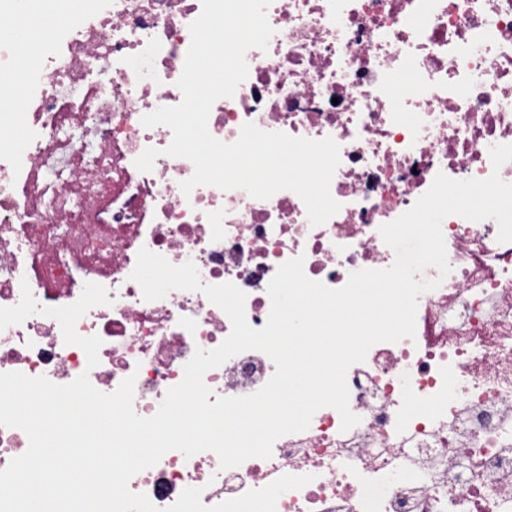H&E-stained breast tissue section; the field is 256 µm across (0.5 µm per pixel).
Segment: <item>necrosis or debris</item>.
Instances as JSON below:
<instances>
[{"mask_svg":"<svg viewBox=\"0 0 512 512\" xmlns=\"http://www.w3.org/2000/svg\"><path fill=\"white\" fill-rule=\"evenodd\" d=\"M201 0H68L54 39L31 50L0 42V132L21 139L0 153V307L28 281L39 306L75 302L84 283L109 305L77 323L98 336L99 363L65 344L54 318L35 314L0 331V373L66 384L88 374L100 391L135 376L134 409L154 415L196 349L218 347L227 315L203 293L175 290L148 302L130 279L141 248L203 282L246 294L251 327L268 319L278 267L331 288L352 271L382 269L393 251L378 229L410 209L437 173L512 183V0H272L267 50H249V76L217 100L210 133L235 141L244 123L310 139L332 137L341 162L331 182L340 211L311 225L300 198L267 200L211 186L183 195L194 172L163 155L173 139L141 119L181 102L177 87ZM404 94H397V87ZM149 147L152 171L136 169ZM442 231L451 267L418 298L416 334L373 346L347 374L359 424L318 410L307 430L278 439L270 459L220 469L214 452L163 455L129 482L164 512L185 488L214 506L278 477L312 475L283 493L276 512H512V243L495 220L457 215ZM258 351L233 356L204 381L242 396L273 375Z\"/></svg>","mask_w":512,"mask_h":512,"instance_id":"necrosis-or-debris-1","label":"necrosis or debris"}]
</instances>
